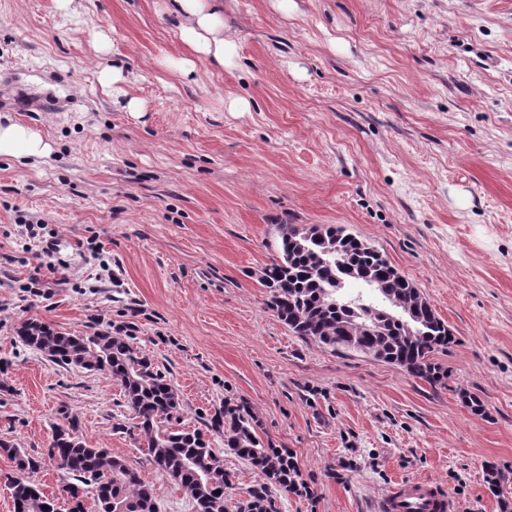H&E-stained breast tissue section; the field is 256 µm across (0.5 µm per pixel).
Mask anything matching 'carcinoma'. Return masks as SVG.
I'll list each match as a JSON object with an SVG mask.
<instances>
[{"mask_svg": "<svg viewBox=\"0 0 512 512\" xmlns=\"http://www.w3.org/2000/svg\"><path fill=\"white\" fill-rule=\"evenodd\" d=\"M277 259L260 280L270 306L296 335L333 353H351L396 366L435 385L445 379L434 355L448 349L453 334L421 291L377 248L335 224H281ZM369 320L368 335L360 324ZM20 342L60 367L109 374L120 387L149 463L168 473L192 500L195 512H227L222 491L229 474L211 439L182 425L179 394L152 361L124 336L110 331L81 335L32 319L18 331ZM53 426L49 458L59 459L60 492L74 503L69 512H159L154 493L132 467L105 448L88 445L78 419L61 412ZM212 433L224 447L259 471L263 481L247 491L236 512H273L271 489L299 493L297 464L286 449L266 444L245 408L224 403L210 417ZM0 454L16 464L8 485L17 512H58L57 497L32 480L39 461L10 440Z\"/></svg>", "mask_w": 512, "mask_h": 512, "instance_id": "cac0c4a2", "label": "carcinoma"}]
</instances>
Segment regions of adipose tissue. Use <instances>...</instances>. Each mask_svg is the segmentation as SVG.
<instances>
[{
    "mask_svg": "<svg viewBox=\"0 0 512 512\" xmlns=\"http://www.w3.org/2000/svg\"><path fill=\"white\" fill-rule=\"evenodd\" d=\"M181 16V40L195 52L218 64L232 63L237 45L224 32V21L213 0H176ZM50 145L30 128L13 122H0V156L38 161L47 157Z\"/></svg>",
    "mask_w": 512,
    "mask_h": 512,
    "instance_id": "ef3b65f1",
    "label": "adipose tissue"
}]
</instances>
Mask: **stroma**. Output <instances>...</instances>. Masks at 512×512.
Here are the masks:
<instances>
[{
  "mask_svg": "<svg viewBox=\"0 0 512 512\" xmlns=\"http://www.w3.org/2000/svg\"><path fill=\"white\" fill-rule=\"evenodd\" d=\"M220 67L180 40L172 0H0V115L50 155L0 157V438L47 454L60 410L137 468L160 512H194L148 461L111 377L16 338L38 319L127 336L181 417L231 402L294 454L309 495L276 512H377L395 482L447 488L457 512L512 501V0H223ZM194 64L184 76L167 56ZM122 69L137 112L97 80ZM72 95L22 112L24 89ZM247 103L244 112L232 101ZM44 219L55 253L28 247ZM340 224L384 253L454 334L431 385L294 334L259 275L279 225ZM42 285L43 295L30 293ZM478 396L471 410L465 394ZM503 482L492 488L490 472Z\"/></svg>",
  "mask_w": 512,
  "mask_h": 512,
  "instance_id": "stroma-1",
  "label": "stroma"
}]
</instances>
